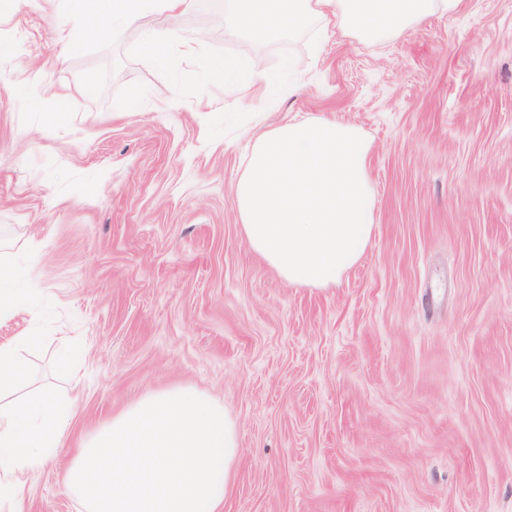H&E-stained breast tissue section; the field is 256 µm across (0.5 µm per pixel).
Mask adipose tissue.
Listing matches in <instances>:
<instances>
[{"label": "adipose tissue", "mask_w": 512, "mask_h": 512, "mask_svg": "<svg viewBox=\"0 0 512 512\" xmlns=\"http://www.w3.org/2000/svg\"><path fill=\"white\" fill-rule=\"evenodd\" d=\"M76 23L99 33L103 23L126 24L146 13L178 16L187 0H73ZM459 0H232L231 18L249 40L263 42L307 28L314 20H335L355 39L385 42L439 12L454 10ZM20 336L0 344V507L26 493L30 472L63 446L73 413L71 403L47 392L29 395L30 368L20 352L39 344Z\"/></svg>", "instance_id": "obj_1"}]
</instances>
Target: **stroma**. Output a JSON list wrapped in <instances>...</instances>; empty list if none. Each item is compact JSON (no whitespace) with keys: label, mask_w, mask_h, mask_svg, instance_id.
Segmentation results:
<instances>
[{"label":"stroma","mask_w":512,"mask_h":512,"mask_svg":"<svg viewBox=\"0 0 512 512\" xmlns=\"http://www.w3.org/2000/svg\"><path fill=\"white\" fill-rule=\"evenodd\" d=\"M170 27L195 58L143 51ZM62 28L76 47L55 65ZM0 29V255L28 284L0 344L38 331L24 356L74 412L22 512H81L74 448L174 385L237 421L224 512H512V0L381 44L319 20L251 45L199 0L112 36L26 0ZM225 58L294 60L299 90L225 86L207 71ZM303 118L371 146L374 232L328 288L250 249L235 194L262 126ZM71 336L75 381L55 370Z\"/></svg>","instance_id":"1"}]
</instances>
